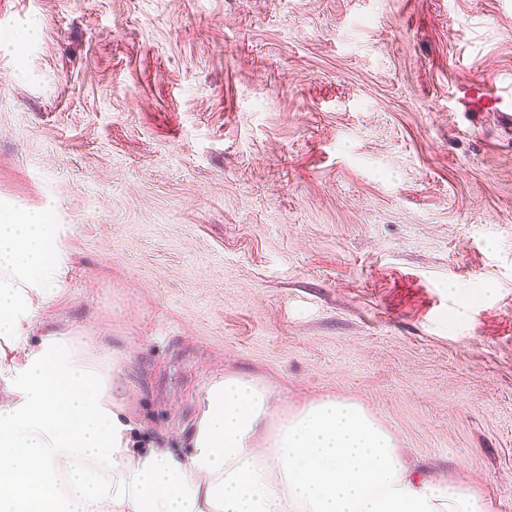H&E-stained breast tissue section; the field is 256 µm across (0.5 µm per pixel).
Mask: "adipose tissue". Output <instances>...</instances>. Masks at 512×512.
Wrapping results in <instances>:
<instances>
[{"mask_svg": "<svg viewBox=\"0 0 512 512\" xmlns=\"http://www.w3.org/2000/svg\"><path fill=\"white\" fill-rule=\"evenodd\" d=\"M69 271L46 214L0 208V512H491L413 473L363 404L280 412L256 377L201 391L189 453L143 441L114 392L123 352L38 320Z\"/></svg>", "mask_w": 512, "mask_h": 512, "instance_id": "obj_1", "label": "adipose tissue"}]
</instances>
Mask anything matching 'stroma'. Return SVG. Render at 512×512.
<instances>
[{"instance_id": "1", "label": "stroma", "mask_w": 512, "mask_h": 512, "mask_svg": "<svg viewBox=\"0 0 512 512\" xmlns=\"http://www.w3.org/2000/svg\"><path fill=\"white\" fill-rule=\"evenodd\" d=\"M1 42L0 202L58 224L42 317L124 352L142 434L256 376L512 512V130L473 85L512 0H0Z\"/></svg>"}]
</instances>
